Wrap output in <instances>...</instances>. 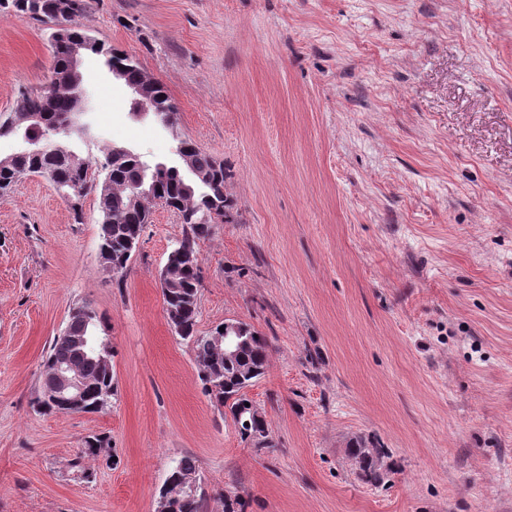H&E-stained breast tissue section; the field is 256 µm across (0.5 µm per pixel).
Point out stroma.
<instances>
[{
  "label": "stroma",
  "instance_id": "stroma-1",
  "mask_svg": "<svg viewBox=\"0 0 512 512\" xmlns=\"http://www.w3.org/2000/svg\"><path fill=\"white\" fill-rule=\"evenodd\" d=\"M70 26L138 59L183 137L223 162L231 222L195 249L197 328L266 336L248 390L272 447L241 440L172 332L158 274L183 236L152 205L123 286L42 176L0 196V512H156L197 460L205 512H512V0H90ZM40 24L0 13V117L51 82ZM101 137L179 165L103 58L81 64ZM91 304L117 394L94 414L31 406L43 357ZM112 466L73 477L85 437ZM387 451L378 485L349 455Z\"/></svg>",
  "mask_w": 512,
  "mask_h": 512
}]
</instances>
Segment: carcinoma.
<instances>
[{"label": "carcinoma", "instance_id": "1", "mask_svg": "<svg viewBox=\"0 0 512 512\" xmlns=\"http://www.w3.org/2000/svg\"><path fill=\"white\" fill-rule=\"evenodd\" d=\"M86 0H0V10H9L18 16H26L52 30L53 39V78L47 92L33 96L20 91L15 112H32L43 115L45 124L31 129L14 125L13 117L0 121V138L23 136L58 142L68 146L70 137L57 130L55 123L63 115L72 111L80 84L76 83L71 67L70 52L72 45L83 46L82 52L104 58L109 69L118 70L124 82L138 85L142 81L140 63L127 54L98 42L88 32L63 25L71 15L85 10ZM145 106L154 119L168 130L175 146L183 147L189 153L191 178H185L176 167L167 168V172L158 179L154 198L171 204L190 194L194 197L195 208L179 212L181 223L185 224L181 240L176 242L169 252L173 264L175 286L162 289L163 302L168 323L179 328L177 335L191 344L195 353L198 375L205 393L216 405H224V394L237 392L249 387L265 374L269 345L254 327H249V342L243 355L234 359H224L212 342L213 335L219 331L214 328L200 334L196 330L199 313L198 276L199 258L195 249L196 241L207 237L212 226L228 221L233 200L224 192L227 173L224 164L212 155L200 150L190 140L178 133L177 108L172 102L165 86L155 81L144 98ZM94 169L68 167L64 155L42 153L37 156H19L10 160L0 159V191L11 186L12 178L18 167L39 168L53 174L50 181L61 193L80 186L83 195L97 193L100 213L99 254L105 256V262L119 266L117 285L126 280L132 255L128 254V240L143 232L149 223L150 211L144 202H134L133 194L139 186L148 182L154 170L138 153L127 150L124 145L107 148L101 155L89 159ZM82 317L68 319L60 335L53 337L49 351L40 372L39 386L32 404L44 414H60L63 408L44 400V384L50 370L58 363H74L83 371L90 385V395L77 413H96L105 410L115 395V383L112 368L101 364L98 354L112 353L103 341H97L96 350L82 354L71 342L72 336H96L102 317L89 304L80 306ZM351 455L359 460L361 475L366 481L379 480V470L385 451L371 448L365 442L356 443L350 449ZM103 461L112 467L110 438L97 435L84 441L70 461V466L85 473L86 478L95 477L90 463ZM198 473L195 457L185 455L171 465L165 482L160 490L168 500L170 512H204L205 494L193 498L182 495L179 485L182 478Z\"/></svg>", "mask_w": 512, "mask_h": 512}]
</instances>
